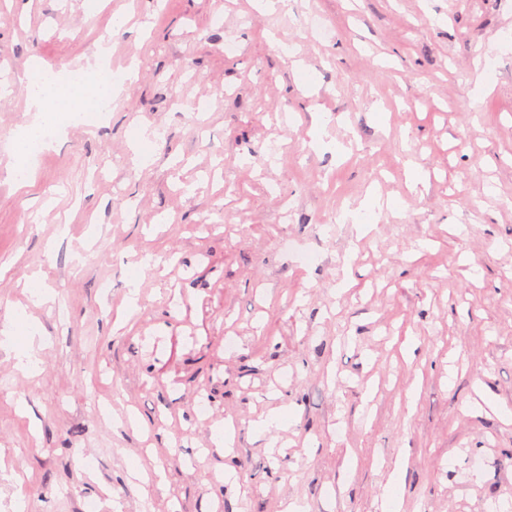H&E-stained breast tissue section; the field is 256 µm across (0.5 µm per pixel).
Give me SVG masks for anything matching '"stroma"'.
<instances>
[{
  "instance_id": "35a3bbf8",
  "label": "stroma",
  "mask_w": 512,
  "mask_h": 512,
  "mask_svg": "<svg viewBox=\"0 0 512 512\" xmlns=\"http://www.w3.org/2000/svg\"><path fill=\"white\" fill-rule=\"evenodd\" d=\"M104 29L138 80L16 186ZM1 329L0 512H512V0H0ZM104 45L107 44L100 41L92 60L88 59L86 63L71 68L65 84L59 83L53 69L37 62H33L26 71L22 80L26 82L27 104L38 114L35 121L25 126L15 144L17 159L24 162L48 148L47 131L57 123L60 114L68 113L71 120H84L101 102H111L112 95L116 96L111 72L101 63V58L108 53ZM32 69L40 73L39 80H30ZM22 162L16 163L8 171L10 178L17 184L25 183L29 176Z\"/></svg>"
}]
</instances>
